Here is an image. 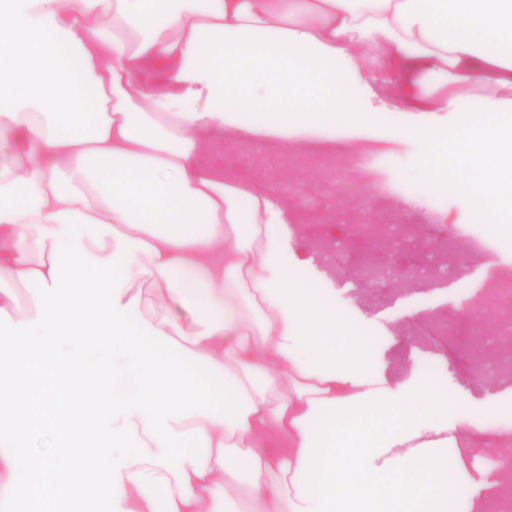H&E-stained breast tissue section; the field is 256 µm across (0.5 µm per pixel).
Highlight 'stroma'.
Instances as JSON below:
<instances>
[{"mask_svg":"<svg viewBox=\"0 0 512 512\" xmlns=\"http://www.w3.org/2000/svg\"><path fill=\"white\" fill-rule=\"evenodd\" d=\"M394 102L385 112H374L368 123L375 132L367 147L366 170L351 164L326 167L309 161L307 155L280 151L250 140L214 138L213 152L231 160L236 175L254 180L279 195L296 221V248L301 257L317 264L320 278L310 288L320 289L330 280L342 301V311L359 329L368 363L385 360L389 377L410 380L432 390L460 424L478 422L488 436L512 433V383L489 386L480 381L472 358L459 349L472 317H479L485 331L495 330V308H474L472 299L494 278L512 275V236L494 230L474 213L459 195L453 181L434 182V200H423L424 179L418 173L419 141L408 130L411 102L396 90H387ZM387 195H379V187ZM314 208L342 214L353 209L361 229H381L387 215L416 225L419 246L406 255H393L396 266L417 267L430 253H443L444 242L455 229L464 228L487 243L485 256L459 259L449 274L422 284L411 278L392 277L383 287H374L370 276L379 259L377 251H364L357 229L345 230L348 254L326 252L325 225L303 219L297 208L302 197Z\"/></svg>","mask_w":512,"mask_h":512,"instance_id":"stroma-1","label":"stroma"}]
</instances>
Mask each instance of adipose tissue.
<instances>
[{
  "mask_svg": "<svg viewBox=\"0 0 512 512\" xmlns=\"http://www.w3.org/2000/svg\"><path fill=\"white\" fill-rule=\"evenodd\" d=\"M391 86L422 177L456 173L511 235L512 0H0V265L33 292L20 314L0 285L1 492L224 512L233 484L231 512H448L459 423L367 365L268 190L201 158L208 134L361 158ZM466 93L483 111L449 125ZM49 426L89 443L31 448Z\"/></svg>",
  "mask_w": 512,
  "mask_h": 512,
  "instance_id": "obj_1",
  "label": "adipose tissue"
}]
</instances>
